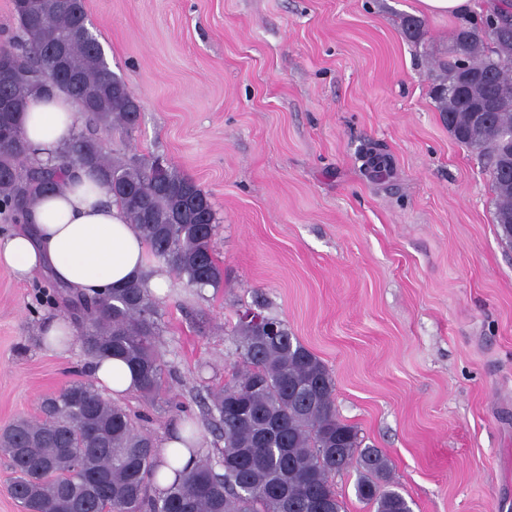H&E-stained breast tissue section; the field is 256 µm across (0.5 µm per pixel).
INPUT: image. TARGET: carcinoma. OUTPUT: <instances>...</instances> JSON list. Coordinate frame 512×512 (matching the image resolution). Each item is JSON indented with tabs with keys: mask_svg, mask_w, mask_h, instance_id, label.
I'll use <instances>...</instances> for the list:
<instances>
[{
	"mask_svg": "<svg viewBox=\"0 0 512 512\" xmlns=\"http://www.w3.org/2000/svg\"><path fill=\"white\" fill-rule=\"evenodd\" d=\"M481 26L457 29L448 60L430 95L448 130L461 145L488 157L495 194V223L512 242V181L503 172L512 158V0H503ZM18 43H0V210L13 220L43 192L61 190L70 169H94L112 186L130 223L137 225L150 255L169 264L192 288H219L224 270L211 241L218 219L206 193L173 167L164 184L155 180L158 161L114 156L83 130H74L59 163L32 164L21 114L40 89L68 95L95 123L126 136L136 129L139 105L116 76L89 31L83 0H13ZM413 42L424 24L402 18ZM66 37L67 68L73 83L50 62L48 35ZM476 79L461 83L463 71ZM495 99L485 136L474 143L463 118L487 98ZM70 296L86 314L76 317L86 356L124 359L138 376L137 391L160 395L162 365L154 344L158 304L143 281L88 297L59 286L50 300ZM240 367L211 394L209 428L224 440L218 460L201 456L189 470L173 469L174 480L159 497L147 494L156 473L154 443L123 408L91 383L76 382L42 400L39 415L17 419L0 434V455L14 474L13 496L26 512H67L72 486L98 482L80 512H347L334 476L354 467L356 496L374 512H413L393 485L387 457L362 446L354 425L336 413L335 384L324 363L280 320H239L233 329Z\"/></svg>",
	"mask_w": 512,
	"mask_h": 512,
	"instance_id": "obj_1",
	"label": "carcinoma"
}]
</instances>
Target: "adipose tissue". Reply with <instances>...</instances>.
Masks as SVG:
<instances>
[{
  "instance_id": "ef3b65f1",
  "label": "adipose tissue",
  "mask_w": 512,
  "mask_h": 512,
  "mask_svg": "<svg viewBox=\"0 0 512 512\" xmlns=\"http://www.w3.org/2000/svg\"><path fill=\"white\" fill-rule=\"evenodd\" d=\"M77 108L65 95L43 92L28 98L22 127L31 161L56 162L75 124ZM25 229L0 234V267L27 280L49 273L55 282L78 293L92 295L140 278L151 291L164 288L161 276L146 277V244L136 225L89 168L70 174L62 191L41 196L26 212ZM95 385L113 398L136 390L133 372L122 359L94 360L90 367ZM185 430L159 443L156 458L162 469L153 482L165 492L171 468H192L196 451L183 444Z\"/></svg>"
}]
</instances>
